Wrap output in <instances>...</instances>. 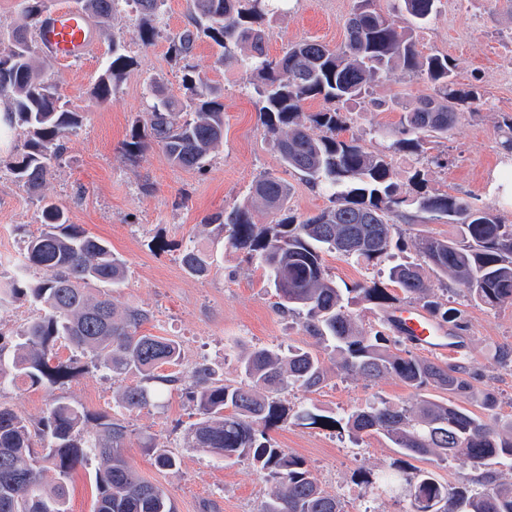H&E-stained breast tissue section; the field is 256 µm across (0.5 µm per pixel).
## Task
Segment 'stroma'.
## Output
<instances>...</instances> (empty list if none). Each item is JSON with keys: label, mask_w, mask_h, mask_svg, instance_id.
Wrapping results in <instances>:
<instances>
[{"label": "stroma", "mask_w": 512, "mask_h": 512, "mask_svg": "<svg viewBox=\"0 0 512 512\" xmlns=\"http://www.w3.org/2000/svg\"><path fill=\"white\" fill-rule=\"evenodd\" d=\"M356 0H291L287 10L271 20L270 57L278 58L288 44L318 40L336 48L346 38V22ZM188 20L187 0H166L152 20L155 38L142 44L140 16L120 0L105 35L97 37L85 59L51 61L49 72L72 108L84 112L82 125L65 140L61 159L40 191L34 192L10 175L7 164L22 151V136L0 137V276L26 271V246L40 229L39 199L52 198L65 208L71 223L108 241L128 267L122 288L113 294L117 305L146 310L143 332L177 339L183 349L181 372L206 358L227 381L240 380L235 342L250 347L313 348L298 317L277 307L263 270L245 252L225 248L224 234L210 216L241 205L255 180L271 172L290 188L288 206L307 217L333 205L329 191L306 185L280 163L256 106V94L239 65H220L208 40L197 42L188 62L168 53L170 37ZM120 39L135 67L124 76L111 99L95 102L90 91L109 56L113 39ZM422 55L448 56L459 87L474 88L481 100L465 110L456 128L443 139H428L418 155H391L394 179L410 190L414 172H421L430 193H450L479 207H489L512 224V195L499 192L512 156L501 147L504 124L512 118V56L503 47L512 41V0H441L430 25L418 32ZM192 65L222 90L224 141L204 170L173 165L158 145H150L136 160L122 159L121 148L137 118L153 103L150 84L165 96L183 98V65ZM437 88L420 76L391 70L374 82L365 98L344 105L340 138L356 139L365 149L386 150L394 140L403 112L419 101L437 97ZM217 252L221 260L203 278L189 275L181 264L185 248ZM330 278L343 288L377 282L396 291L387 264L366 265L334 253L324 256ZM440 301L463 312L465 347L460 354L478 390L497 400L499 419L512 418V365L496 363L494 353L512 348V305L487 310L450 289L447 280L430 277ZM83 370L53 388L0 387V401L38 426L53 398L62 396L90 416L85 434L96 430L95 417L106 414L127 427L125 453L147 481L164 489L177 512H255L270 489L265 475L251 462H227L186 447L185 436L198 418L187 385L169 388L161 401L128 414L115 398L125 386L138 383L129 375L112 377L82 358ZM414 393L399 380L368 381L359 377H329L316 392H282L290 408L317 405L345 415L382 401L412 400ZM277 447L302 457L320 485L343 498L346 512H408L404 499L371 492L367 473L401 461L396 448L377 435L350 442L340 430L308 428L287 421L270 432ZM179 452L176 471L155 467L144 449L145 439Z\"/></svg>", "instance_id": "1"}]
</instances>
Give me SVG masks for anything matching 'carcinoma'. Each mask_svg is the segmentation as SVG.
Instances as JSON below:
<instances>
[{"label": "carcinoma", "instance_id": "1", "mask_svg": "<svg viewBox=\"0 0 512 512\" xmlns=\"http://www.w3.org/2000/svg\"><path fill=\"white\" fill-rule=\"evenodd\" d=\"M115 2L77 0V7L100 32ZM125 2L140 15L151 16L164 0ZM438 2L397 0V11L404 16L400 26L377 11L374 0H358L343 45L331 49L303 40L273 59L267 52L270 19L288 0H189V26L169 41L168 52L177 60L186 62L196 42L206 37L221 49L217 63L241 61L284 166L312 188H341L334 206L301 219L288 212V184L264 173L244 203L214 217L227 230L224 247L256 260L279 308L300 315L306 335L329 350L327 360L298 346L240 352L243 379L233 384L218 378L205 360L189 371L200 418L187 431L186 447L226 461L255 463L272 482L257 512H345L343 498L322 489L304 459L276 447L269 436L289 414L279 394L288 388L318 390L332 367L369 380L394 376L419 399L412 404L382 400L348 413L343 422L316 407H303L293 414L300 424L329 429L343 425L355 441L376 434L411 459H451L475 471L507 463L512 471V421L500 423L492 415L495 398L472 385L462 363L431 360L404 349L409 344L405 336L364 328L348 297L354 291L385 311L398 301L419 306L448 325L449 338L460 341V313L439 301L426 273L452 280L478 306L496 310L512 305V224L449 193L400 196L389 155L369 152L338 135L344 124L342 106L363 97L372 83L395 68L426 77L440 91L439 98L425 99L402 114L391 145L395 151L420 154L424 138L448 137L461 116L458 107L479 102L477 91L454 88L448 57L424 56L417 49L416 33L437 13ZM49 11L50 0H21L20 21L0 27V101L5 105L0 124L24 136L23 151L9 163V171L30 190L42 187L64 139L82 123L80 112L62 101L47 72V56L33 38ZM240 50L245 51L242 58L237 57ZM134 64L121 41L112 40L107 64L91 90L93 99L109 100ZM182 86L184 101L162 97L135 122L123 146L125 159L137 157L153 142L176 166H206L224 137L221 91L187 63ZM311 99L325 106L307 113L304 104ZM259 202L280 218L272 224L255 223L253 210ZM406 203L418 213L447 219L457 227L456 236L418 234L406 242L394 224L396 218L413 219L401 210ZM40 224L39 233L27 243V261L42 277L33 281L20 273L0 280V306L21 300L41 305V313L15 333L10 346L0 343V384L39 386L80 372L72 364L50 365L62 337L112 376L143 378V383L118 393L120 409L131 414L150 405L157 387L182 381L159 373L165 365H181L180 343L141 332L149 314L114 303L112 293L124 285L127 266L106 241L70 223L65 209L44 196ZM407 247L415 258L389 268V280L403 294L400 299L376 284L343 290L325 272L326 252L374 266ZM216 263L213 254L201 249L181 254L182 266L195 276L209 275ZM429 387L462 403L421 395ZM469 404L482 413L468 409ZM87 419L70 401L56 399L41 422L38 452L27 420L0 403V512H69L67 479L92 458L98 460L94 512H176L165 491L142 478L126 459V427L100 415L88 440L82 435ZM144 447L158 469L179 470L180 457L171 450L150 439ZM365 484L404 497L411 512H512V478L503 475H491L476 488L467 480L449 484L430 470L401 464Z\"/></svg>", "mask_w": 512, "mask_h": 512}]
</instances>
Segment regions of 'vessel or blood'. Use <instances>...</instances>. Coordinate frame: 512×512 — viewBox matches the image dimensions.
<instances>
[{
	"label": "vessel or blood",
	"mask_w": 512,
	"mask_h": 512,
	"mask_svg": "<svg viewBox=\"0 0 512 512\" xmlns=\"http://www.w3.org/2000/svg\"><path fill=\"white\" fill-rule=\"evenodd\" d=\"M37 36L48 46L52 59L71 61L87 56L94 42L95 30L87 16L57 9L52 11L48 24L38 28ZM385 317L395 322L405 334L413 336L415 346L424 351L440 355L459 352L455 344L436 341L439 324L423 309L398 308L387 311Z\"/></svg>",
	"instance_id": "vessel-or-blood-1"
}]
</instances>
